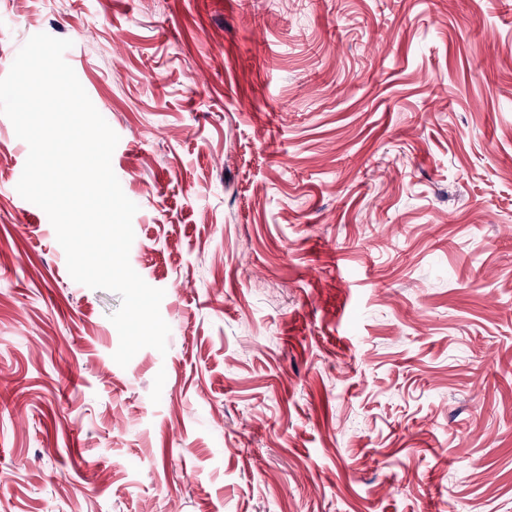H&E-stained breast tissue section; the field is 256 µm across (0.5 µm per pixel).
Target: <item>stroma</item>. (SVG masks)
<instances>
[{"instance_id":"obj_1","label":"stroma","mask_w":512,"mask_h":512,"mask_svg":"<svg viewBox=\"0 0 512 512\" xmlns=\"http://www.w3.org/2000/svg\"><path fill=\"white\" fill-rule=\"evenodd\" d=\"M118 134L166 353L113 359L0 115V512H512V0H0Z\"/></svg>"}]
</instances>
